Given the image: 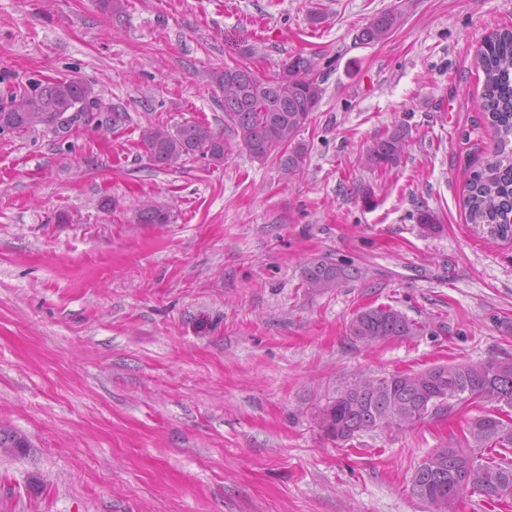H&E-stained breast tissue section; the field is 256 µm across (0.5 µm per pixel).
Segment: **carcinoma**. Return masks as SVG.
<instances>
[{
  "mask_svg": "<svg viewBox=\"0 0 512 512\" xmlns=\"http://www.w3.org/2000/svg\"><path fill=\"white\" fill-rule=\"evenodd\" d=\"M400 14L383 12L371 17L356 35L368 44L384 39L398 24ZM288 77L273 72L258 75L247 65H224L212 71V82L224 97V114L237 139V146L250 158L277 161L285 178L302 171L305 144L299 132L310 118L309 107L322 97L314 61L302 55L291 57ZM484 75L480 109L494 132V147L481 168L467 181L464 207L475 224H492L503 238L512 237V30L489 37L479 60ZM102 111L92 84L78 77L19 83L0 103V125L14 132L58 130L67 115L86 116ZM410 131L395 125L377 136L366 154L373 168L398 162L405 152ZM140 140L149 160L158 168L178 169L197 157L213 166L224 163L228 143L224 134L210 125L188 120L174 127L150 123L141 128ZM141 224H166L167 207L145 201L137 215ZM353 276L352 269L325 258L309 261L303 269V284L313 290L334 288ZM418 323L387 305L362 310L350 325L357 340L373 344L414 336ZM485 400L501 407L471 418L463 437H454L445 448L429 457L432 465L417 467L413 488L426 500L427 486L452 483L468 491L472 472L480 474L479 487L471 490L484 501L512 503V359L485 363H446L419 372L381 377L361 376L320 408V417L331 423L330 440L345 443L356 435L384 424L407 427L432 415L439 417L463 405ZM12 440L0 442V452L21 453L28 440L18 431L0 426Z\"/></svg>",
  "mask_w": 512,
  "mask_h": 512,
  "instance_id": "carcinoma-1",
  "label": "carcinoma"
}]
</instances>
